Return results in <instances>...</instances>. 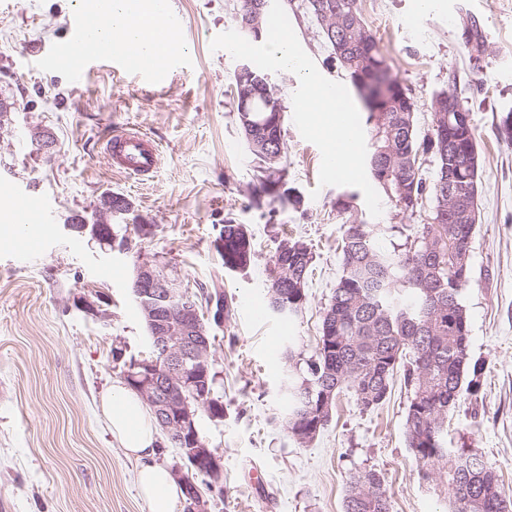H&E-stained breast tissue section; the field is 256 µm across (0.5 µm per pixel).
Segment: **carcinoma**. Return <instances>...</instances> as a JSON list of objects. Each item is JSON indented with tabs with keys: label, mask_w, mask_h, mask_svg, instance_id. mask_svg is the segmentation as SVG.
<instances>
[{
	"label": "carcinoma",
	"mask_w": 512,
	"mask_h": 512,
	"mask_svg": "<svg viewBox=\"0 0 512 512\" xmlns=\"http://www.w3.org/2000/svg\"><path fill=\"white\" fill-rule=\"evenodd\" d=\"M327 1L336 8L335 29L322 30L334 59L351 83L362 89L381 79L390 82L387 98L366 101L370 125L369 155L388 150L382 169L370 173L397 212H414L423 198L431 201L427 224H407L390 231L401 243L390 251L374 245V229L351 216L343 225L340 244L342 274L324 310L320 343L314 353L288 349V360L300 366L288 375V431L305 433L319 421L326 426L332 415L320 419L318 405L324 384L353 391L364 410L382 405L391 395L393 378L403 369L410 392L405 417L408 448L422 477L435 483L448 501V512H512V499L503 491L494 467L475 448L448 446V415L456 408L469 365V320L461 294L469 281L455 283L449 273L455 248H470L473 224H434L438 210L448 206L439 185L445 169L458 168L456 191L470 195L478 205L480 166L473 163L477 143L473 126L450 131L448 113H433L430 133L418 140L416 105L389 74L386 57L366 24L359 0H302L305 14L318 19L316 4ZM266 83L265 75L249 68L234 75L236 112H245L269 138L246 141L262 163L264 175L252 194L274 193L270 175L279 170L276 157L285 149L284 122L269 103H278L272 88L246 100L238 88ZM430 152L435 176L426 183L418 165L419 151ZM224 269L241 271L254 258L252 235L244 224L224 221ZM313 253L300 240L281 242L269 272V307L279 301L288 307L284 316H296L305 302V289ZM217 372L210 369L207 397L201 414L223 418L224 403L215 393ZM434 438L425 452L415 436ZM344 512H391V501L381 473L373 467L351 470Z\"/></svg>",
	"instance_id": "cac0c4a2"
}]
</instances>
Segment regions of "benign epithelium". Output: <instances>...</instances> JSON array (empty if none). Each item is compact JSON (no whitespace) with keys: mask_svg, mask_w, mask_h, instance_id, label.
Returning a JSON list of instances; mask_svg holds the SVG:
<instances>
[{"mask_svg":"<svg viewBox=\"0 0 512 512\" xmlns=\"http://www.w3.org/2000/svg\"><path fill=\"white\" fill-rule=\"evenodd\" d=\"M270 0H252L251 12L239 23L242 32L254 26L255 19L269 8ZM131 210L130 201L120 194H107L100 203V220L89 223L77 218L69 228L75 232H88L93 239L110 250L116 248L112 239V216ZM471 202L454 189V174L448 172V209L440 218L450 224H464L470 217ZM138 294L158 297L167 305L147 308L154 346L160 358L139 361L140 371L130 376L131 382L144 399L156 410L164 433L180 446L182 462L173 467L176 478L187 479L186 468L213 480L211 492H224L222 460L201 440L197 430L200 410L197 394H189L198 383L197 377L209 372V340L201 328L196 303L189 298L177 282L163 268L149 260L135 267Z\"/></svg>","mask_w":512,"mask_h":512,"instance_id":"1","label":"benign epithelium"}]
</instances>
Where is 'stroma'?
<instances>
[{
    "label": "stroma",
    "instance_id": "1",
    "mask_svg": "<svg viewBox=\"0 0 512 512\" xmlns=\"http://www.w3.org/2000/svg\"><path fill=\"white\" fill-rule=\"evenodd\" d=\"M236 0H170L182 20L176 52L144 66L121 52L89 54L80 75L46 69L42 56L76 38L85 20L78 0H0V97L13 101L0 127V512H150L128 460L101 413L100 398L122 386L124 364L148 357V333L131 291L138 261L157 260L197 300L220 293L229 315L212 327L210 356L219 372L220 419L200 431L224 461V494L209 512H344L353 466L380 470L393 512H447L423 480L407 445L408 392L365 411L342 392L331 422L311 442L287 429L288 352L312 354L341 273L337 244L348 196L364 223H422L428 205L397 214L384 192L370 193L368 164L356 176L328 175L322 160L333 134L298 112L304 86L292 73L263 67L287 108L281 189L300 209L254 199L259 161L247 148L234 108L233 74L261 67L266 39L243 36ZM362 14L396 78L417 107V129L431 126V97L454 91L471 110L478 144V222L471 241V281L462 295L471 363L480 370L448 417V443L479 449L512 494V140L499 131L512 112V0H444L408 27L416 0H359ZM288 20L294 51L313 81L347 95L366 120L361 93L318 25L288 0H272ZM478 21L483 52L462 37ZM138 129L161 153L147 181L112 171L109 136ZM50 136L52 149L40 139ZM132 211L112 219L123 250L104 252L66 228L90 217L108 193ZM47 213L38 241L11 216L20 197ZM247 225L254 259L225 270L217 251L225 219ZM312 248L302 311L280 318L268 306V268L284 236Z\"/></svg>",
    "mask_w": 512,
    "mask_h": 512
}]
</instances>
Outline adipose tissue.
<instances>
[{
  "mask_svg": "<svg viewBox=\"0 0 512 512\" xmlns=\"http://www.w3.org/2000/svg\"><path fill=\"white\" fill-rule=\"evenodd\" d=\"M107 13L112 34L85 44V51L120 50L131 62L146 64L173 52L177 47L174 31L164 29L163 0H101L99 11H88V25L99 23ZM102 414L127 456L138 465V486L150 512H177L182 493L168 465L158 459L152 415L133 392L112 389L101 398Z\"/></svg>",
  "mask_w": 512,
  "mask_h": 512,
  "instance_id": "adipose-tissue-1",
  "label": "adipose tissue"
}]
</instances>
